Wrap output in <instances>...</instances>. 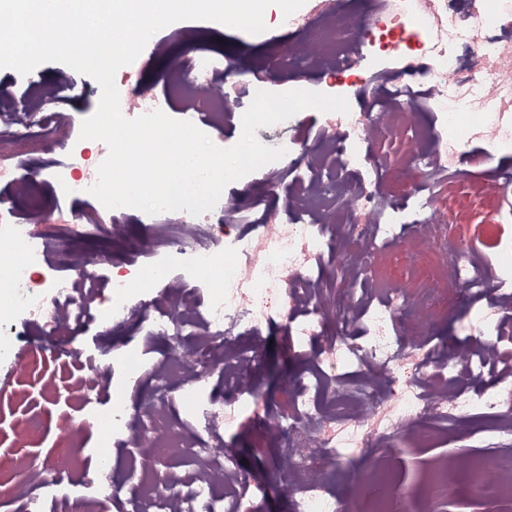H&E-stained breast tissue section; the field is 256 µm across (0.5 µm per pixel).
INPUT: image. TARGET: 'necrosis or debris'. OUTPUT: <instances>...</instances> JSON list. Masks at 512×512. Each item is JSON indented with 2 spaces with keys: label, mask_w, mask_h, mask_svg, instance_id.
Segmentation results:
<instances>
[{
  "label": "necrosis or debris",
  "mask_w": 512,
  "mask_h": 512,
  "mask_svg": "<svg viewBox=\"0 0 512 512\" xmlns=\"http://www.w3.org/2000/svg\"><path fill=\"white\" fill-rule=\"evenodd\" d=\"M349 0H318L307 14L282 21L283 31L306 34L299 48L279 55L282 69L298 75L320 70L334 80L370 89L360 112L338 114L335 126L299 137L283 164L248 174L275 191L281 203L256 200L242 208L219 200L199 216L185 211L146 215L152 243L142 260L113 261L110 253L67 265L72 240H116L129 210L106 209L88 189L107 157L106 144L88 155L74 137L63 101L74 90L69 76L53 87L24 93L0 88V350L23 316L36 321L50 342L49 356L70 350L72 338L101 324L133 323L135 342L113 349L112 360L143 367L150 385L131 399L113 385L108 405L98 393L104 377L84 380L74 392L85 421L107 422L115 442L137 448L144 437L171 459L162 482L141 459L119 480L109 456L81 492L63 491V477L48 480L30 466L19 494L28 512H85L109 503L117 512H254L262 489L251 483L224 435L239 416L261 411L290 468L281 486L289 512H406L409 499L435 504L478 496L512 502V244L494 228L488 243L499 260L487 265L464 245L448 244L428 278L387 287L381 271L387 252L413 241L436 242L448 224L466 232L473 199L512 204V180H500L486 163L512 151V10L486 0H360L367 25L350 30ZM185 56L165 75L164 94L128 84L120 97L129 119L177 108L204 133L241 123L224 109L223 86L253 98L267 89L264 69L241 77L234 62L211 54L197 34L184 36ZM399 58L410 78L391 71L354 73L364 50ZM430 113L403 144L410 166L373 156L372 146L402 127L407 112ZM469 121L468 138L483 150L466 152L456 130ZM49 136L42 153L24 144L31 126ZM30 171L20 178L18 168ZM76 201L27 209L48 183ZM258 224L257 234L231 233V224ZM182 256L184 273L163 292L152 286ZM108 263L112 274L95 276ZM465 300L466 340L439 335L434 305L443 290ZM286 297L283 319L306 355L302 378L290 381L284 404L267 411V398L249 390L259 359L257 343L274 318L269 297ZM252 345L237 348L236 337ZM469 355L460 358V343ZM348 387L326 391V381ZM467 425L481 449L465 463L430 464L408 499L389 462L349 471L363 490L351 499L331 486L341 451L380 444L430 448L452 441Z\"/></svg>",
  "instance_id": "4bbe7bcc"
}]
</instances>
